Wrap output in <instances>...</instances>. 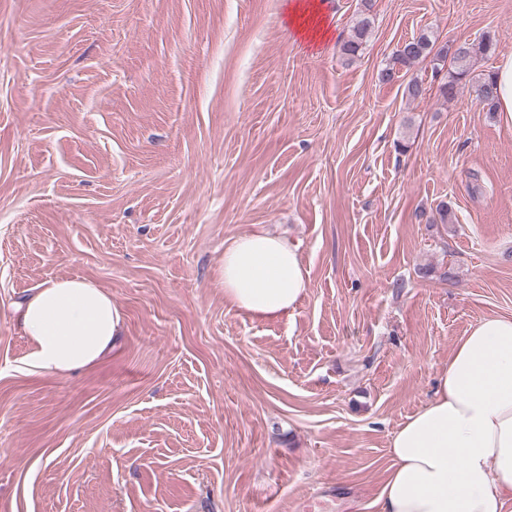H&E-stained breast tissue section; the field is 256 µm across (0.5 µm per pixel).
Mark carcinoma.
<instances>
[{"instance_id":"carcinoma-1","label":"carcinoma","mask_w":512,"mask_h":512,"mask_svg":"<svg viewBox=\"0 0 512 512\" xmlns=\"http://www.w3.org/2000/svg\"><path fill=\"white\" fill-rule=\"evenodd\" d=\"M371 5L365 4V10L360 19L353 25L350 38L343 44V53L353 57L362 49L371 32L373 18L370 15ZM463 55L457 57L449 53L446 45H437V38L428 32L421 33L414 38L411 45L393 53L387 66L380 70L379 81L391 83L402 71H408L417 63L430 58L435 65L448 67L446 81L439 86L442 96L448 100L457 97L462 85L472 84L476 99L488 112L496 111V83L494 73H482L478 77L472 76L473 61L479 56L488 54L493 49V41L489 36L483 37L476 43L464 42Z\"/></svg>"}]
</instances>
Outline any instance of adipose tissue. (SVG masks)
I'll list each match as a JSON object with an SVG mask.
<instances>
[{
	"mask_svg": "<svg viewBox=\"0 0 512 512\" xmlns=\"http://www.w3.org/2000/svg\"><path fill=\"white\" fill-rule=\"evenodd\" d=\"M289 23L314 42L329 35L317 0H294ZM219 275L225 301L255 319L288 317L308 289L296 249L263 230L225 242ZM11 311L32 366L49 374L94 365L124 333L110 294L81 277L46 280ZM389 454L378 512H512L511 316L470 326L433 399L392 434Z\"/></svg>",
	"mask_w": 512,
	"mask_h": 512,
	"instance_id": "1",
	"label": "adipose tissue"
}]
</instances>
